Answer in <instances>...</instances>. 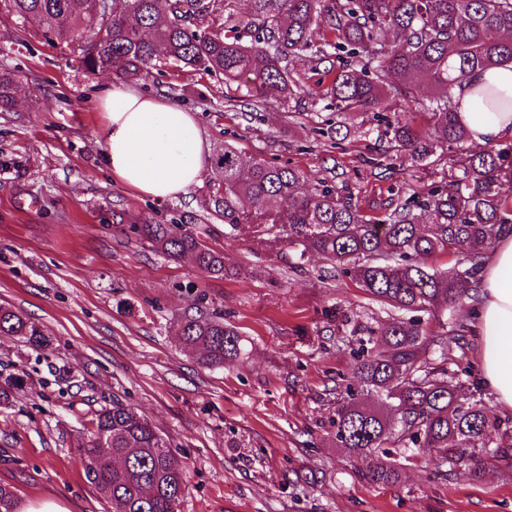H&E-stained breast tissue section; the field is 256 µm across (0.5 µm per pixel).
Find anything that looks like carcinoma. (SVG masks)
I'll list each match as a JSON object with an SVG mask.
<instances>
[{
    "label": "carcinoma",
    "mask_w": 512,
    "mask_h": 512,
    "mask_svg": "<svg viewBox=\"0 0 512 512\" xmlns=\"http://www.w3.org/2000/svg\"><path fill=\"white\" fill-rule=\"evenodd\" d=\"M0 1L46 43L77 44L75 60L88 73L142 80L154 69H190L223 77L224 86L249 100L270 89L293 99L300 86L291 66L305 60L328 78L323 94L336 108L330 132L341 134L346 120L360 114L377 138L413 163L460 149L461 164L448 182L421 196L391 198L382 218L368 219L351 194L327 186L303 192L296 169L246 158L226 143L211 161L209 205L230 232L266 234L272 245L295 248L300 262L319 253L336 275L410 315L368 329L370 346L353 351V376L336 381V447L369 459L365 480L396 482L399 448H432L438 463L451 468L472 459L475 443L500 421L480 390L466 391L471 371L448 369V343L467 344L465 313L477 301L482 253L512 234V197L501 191L512 182V147L473 143L453 98L473 73L512 61V0H254L247 19L232 0H112L110 15L101 0ZM414 75L434 90L423 105L426 134L411 115ZM18 84L14 72L0 69V112L10 110ZM474 96L490 112L508 103L489 85ZM112 218L168 257L210 275L236 274L223 253L177 223L139 222L116 211ZM448 253L463 255L465 266L427 265L429 257ZM439 308L454 315L448 332L430 335L411 317ZM176 326L183 349L199 353L207 368L245 355L239 331L217 313L187 311ZM0 332L48 346L35 323L2 305ZM429 347L440 358H426ZM25 384L20 375L0 384V407H9ZM93 424L77 448L87 481L112 512H177L185 468L148 419L114 400Z\"/></svg>",
    "instance_id": "1"
}]
</instances>
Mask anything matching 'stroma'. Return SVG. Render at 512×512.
Returning a JSON list of instances; mask_svg holds the SVG:
<instances>
[{
	"label": "stroma",
	"instance_id": "35a3bbf8",
	"mask_svg": "<svg viewBox=\"0 0 512 512\" xmlns=\"http://www.w3.org/2000/svg\"><path fill=\"white\" fill-rule=\"evenodd\" d=\"M21 22L0 12V68L21 88L0 112V305L21 311L48 347L0 335V383L25 374L0 411V485L16 506L44 498L69 512H112L85 478L76 439L94 412L121 400L169 440L187 480L178 512H512V412L483 398L502 426L477 448L480 478L440 476L430 450L414 453L397 483L371 484L366 463L337 447L329 425L337 375L353 368L347 337L330 309L360 329L394 317L329 260L297 261L251 235L230 237L207 207L210 173L186 196L155 200L114 181L97 130L100 93L112 74L78 68L70 45L18 41ZM300 97L271 91L241 102L223 81L193 71L150 76L136 89L194 112L211 151L297 169L302 190L349 192L362 212L382 217L388 199L428 192L447 180L457 150L432 163L399 164L387 142L350 130L320 134L333 112L316 92L308 63L296 62ZM393 177H383L384 168ZM36 200L33 209L25 208ZM180 223L222 252L234 275L210 276L125 234L113 210ZM202 299L240 332L248 357L221 369L181 347L175 319Z\"/></svg>",
	"mask_w": 512,
	"mask_h": 512
}]
</instances>
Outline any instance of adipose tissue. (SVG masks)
Listing matches in <instances>:
<instances>
[{
	"label": "adipose tissue",
	"mask_w": 512,
	"mask_h": 512,
	"mask_svg": "<svg viewBox=\"0 0 512 512\" xmlns=\"http://www.w3.org/2000/svg\"><path fill=\"white\" fill-rule=\"evenodd\" d=\"M493 85L512 99V61L456 89L457 118L473 142H512V109L478 111L477 87ZM104 121L98 136L114 179L152 198L176 199L199 184L210 149L190 112L112 85L98 99ZM469 326L477 338L480 369L501 407L512 411V237L493 248L481 276L478 304Z\"/></svg>",
	"instance_id": "1"
}]
</instances>
